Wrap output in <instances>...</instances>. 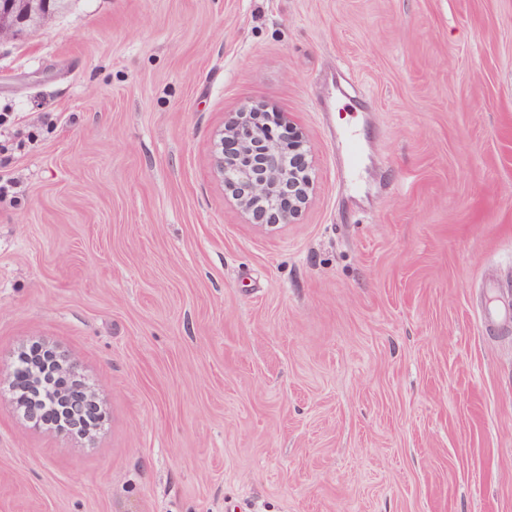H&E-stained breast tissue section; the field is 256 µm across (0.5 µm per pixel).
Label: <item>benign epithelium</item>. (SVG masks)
<instances>
[{
  "instance_id": "1",
  "label": "benign epithelium",
  "mask_w": 512,
  "mask_h": 512,
  "mask_svg": "<svg viewBox=\"0 0 512 512\" xmlns=\"http://www.w3.org/2000/svg\"><path fill=\"white\" fill-rule=\"evenodd\" d=\"M29 16L0 12V42L16 40L29 30ZM280 114L242 108L219 133L216 171L241 207L265 224H292L313 187L310 147L300 134H276Z\"/></svg>"
}]
</instances>
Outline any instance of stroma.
Wrapping results in <instances>:
<instances>
[{"instance_id":"35a3bbf8","label":"stroma","mask_w":512,"mask_h":512,"mask_svg":"<svg viewBox=\"0 0 512 512\" xmlns=\"http://www.w3.org/2000/svg\"><path fill=\"white\" fill-rule=\"evenodd\" d=\"M246 106L311 146L295 223L215 173ZM3 112L0 512H512V0H68ZM33 342L95 436L17 412ZM329 132L336 139V147L340 154L342 166V181L346 191L359 188V178L362 170L360 161L361 140L355 132L345 128L329 126Z\"/></svg>"}]
</instances>
